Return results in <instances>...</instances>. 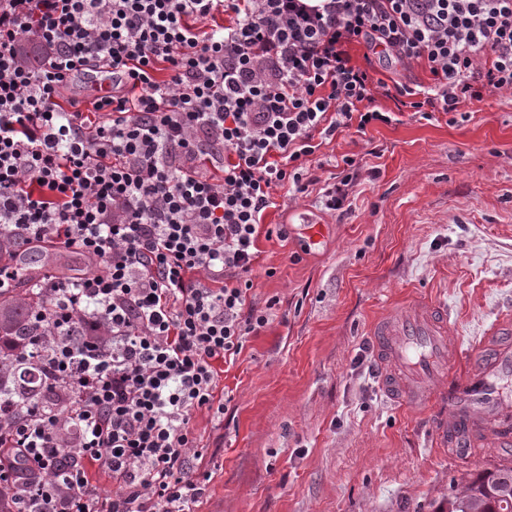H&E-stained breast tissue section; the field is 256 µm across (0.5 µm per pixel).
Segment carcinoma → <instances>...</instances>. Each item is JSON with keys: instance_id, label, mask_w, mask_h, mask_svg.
I'll list each match as a JSON object with an SVG mask.
<instances>
[{"instance_id": "cac0c4a2", "label": "carcinoma", "mask_w": 512, "mask_h": 512, "mask_svg": "<svg viewBox=\"0 0 512 512\" xmlns=\"http://www.w3.org/2000/svg\"><path fill=\"white\" fill-rule=\"evenodd\" d=\"M18 270L16 286L0 293V336H24L23 317L31 308L30 295L50 278L71 284L81 278L82 267L91 262L85 253L65 248L28 245L5 236ZM448 512H512V468L469 471L448 484Z\"/></svg>"}]
</instances>
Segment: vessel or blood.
Instances as JSON below:
<instances>
[{
	"label": "vessel or blood",
	"mask_w": 512,
	"mask_h": 512,
	"mask_svg": "<svg viewBox=\"0 0 512 512\" xmlns=\"http://www.w3.org/2000/svg\"><path fill=\"white\" fill-rule=\"evenodd\" d=\"M498 341L479 348L458 374L448 366L456 351L448 341V315L427 302L398 305L371 327L379 387L398 407L436 409L437 444L466 431V445L499 447L498 466L512 465V314L491 330Z\"/></svg>",
	"instance_id": "obj_1"
}]
</instances>
